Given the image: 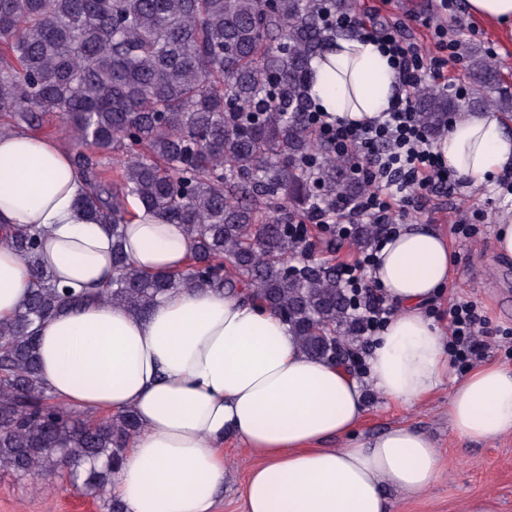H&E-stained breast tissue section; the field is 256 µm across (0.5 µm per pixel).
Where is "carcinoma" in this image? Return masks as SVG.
Returning <instances> with one entry per match:
<instances>
[{"label":"carcinoma","instance_id":"1","mask_svg":"<svg viewBox=\"0 0 512 512\" xmlns=\"http://www.w3.org/2000/svg\"><path fill=\"white\" fill-rule=\"evenodd\" d=\"M321 0H0V132L55 112L89 151L73 153L87 211L112 231V280L76 294L38 262V232L14 234L34 281L0 322V469L19 481L66 473L100 496L136 416L77 417L38 381L39 327L92 301L144 314L185 288H227L277 313L310 356L336 361L358 338L336 268L305 255L290 226L355 201L366 184L313 135L309 63L333 36ZM470 92L416 93L433 134L466 112H512V88L481 47L465 48ZM123 157L114 182L102 159ZM186 226L183 272L150 275L124 255L128 199ZM372 224L349 242L371 244Z\"/></svg>","mask_w":512,"mask_h":512}]
</instances>
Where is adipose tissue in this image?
Segmentation results:
<instances>
[{
    "label": "adipose tissue",
    "mask_w": 512,
    "mask_h": 512,
    "mask_svg": "<svg viewBox=\"0 0 512 512\" xmlns=\"http://www.w3.org/2000/svg\"><path fill=\"white\" fill-rule=\"evenodd\" d=\"M310 67V95L329 120L369 122L396 99L397 73L376 40H330ZM436 150L476 185L512 170V130L495 112L467 113ZM86 192L65 147L0 134V319L25 303L33 281L12 245L19 229L40 228L39 262L61 284L96 289L111 278L112 235L84 213ZM122 247L141 270L168 274L185 269L191 242L183 225L135 202ZM369 276L397 306L375 338L370 381L388 400L416 403L449 372L442 332L424 313L448 281V243L408 225ZM39 379L65 407L136 414L140 431L112 479L125 512H217L229 436L258 459L244 512H390L387 490L418 496L440 474L433 443L409 425L324 447L361 422V384L307 356L281 317L239 293L180 290L144 315L104 303L60 312L39 331ZM448 417L471 441L512 433V369L485 364L456 381Z\"/></svg>",
    "instance_id": "1"
}]
</instances>
